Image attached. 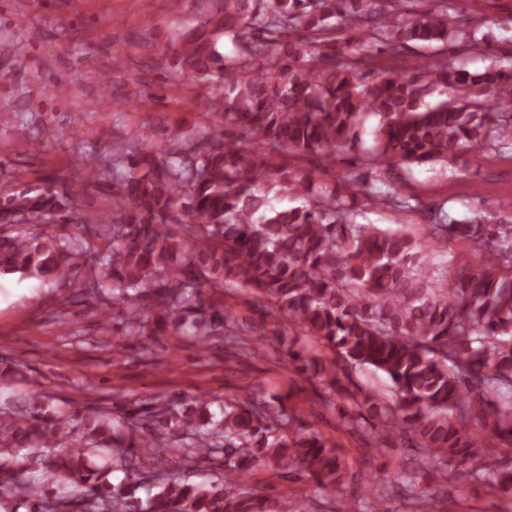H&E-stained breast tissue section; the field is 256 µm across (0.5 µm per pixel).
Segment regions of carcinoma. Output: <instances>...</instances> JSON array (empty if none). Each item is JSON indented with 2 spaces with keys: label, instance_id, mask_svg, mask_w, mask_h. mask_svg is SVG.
I'll return each mask as SVG.
<instances>
[{
  "label": "carcinoma",
  "instance_id": "1",
  "mask_svg": "<svg viewBox=\"0 0 512 512\" xmlns=\"http://www.w3.org/2000/svg\"><path fill=\"white\" fill-rule=\"evenodd\" d=\"M203 2L197 24L165 51L175 72L220 83V96L204 100L212 122L175 147L127 143L102 221L65 178L17 185L0 199V274L107 293L105 321L124 310L146 341L168 328L201 345L231 335L224 284L233 282L257 297L273 335L290 330L313 344L312 356L289 349L288 367L341 403L346 427L370 426L372 448L382 451L385 432L400 427L430 483L442 485L450 465L511 493L512 224L454 220L382 180L396 166L462 170L488 151L512 158V113L492 107L512 102V69L472 73L410 54L418 42L491 52L481 19L459 15L453 0ZM373 46L396 62L377 76ZM441 87L454 100L429 104ZM370 113L372 145L358 150ZM353 152L367 173L343 192L288 163L334 167ZM104 179L87 159L82 193ZM360 196L370 208L419 214L426 234L359 222ZM55 224L74 230L57 234ZM450 240L481 256L480 269L433 270L428 253ZM360 367L387 375L391 397L358 385ZM50 400L33 382L26 408L0 410V512H290L286 497L243 492L250 463L261 461L333 491L346 485L336 446L248 391L225 399L218 416L209 400L183 410L155 400L120 414ZM101 452L108 462L99 465ZM202 462L224 465V475L208 484L161 475ZM109 466L124 473L120 482L106 478Z\"/></svg>",
  "mask_w": 512,
  "mask_h": 512
}]
</instances>
